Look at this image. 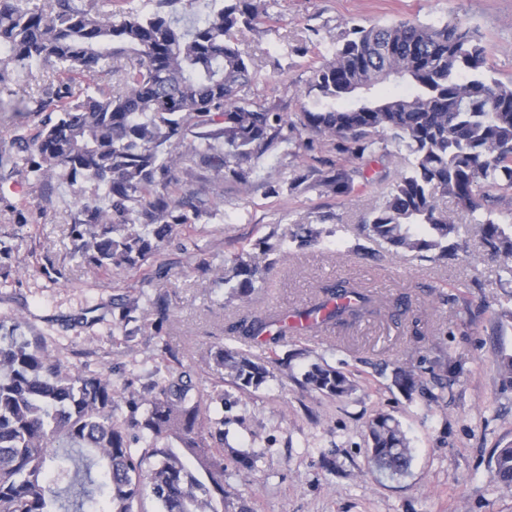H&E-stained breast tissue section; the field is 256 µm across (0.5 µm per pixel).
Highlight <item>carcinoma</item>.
<instances>
[{
  "mask_svg": "<svg viewBox=\"0 0 512 512\" xmlns=\"http://www.w3.org/2000/svg\"><path fill=\"white\" fill-rule=\"evenodd\" d=\"M112 0H0V83L9 65L41 67L58 80L56 92L33 114L49 109L39 137L19 157L38 183L57 169L71 183L82 178L105 189L110 205L79 202L71 227L83 262L108 271L138 267L158 254L173 225L186 224L190 191L174 200L169 188L187 161H202L246 187L261 160L281 149L297 156L328 142L336 164L307 168L289 179L338 197L369 183L362 163L388 156V142L413 157L399 172L385 202L360 225L366 236L423 257L455 254L457 225L437 197H452L473 214L486 211L482 240L492 259L512 274V224L491 218L498 192L512 190V84L488 75L479 35L458 23L400 20L351 23L336 36L330 59L311 71L316 100L287 114L243 94L256 67L235 37L240 27L272 20L262 0L230 4L183 28L163 11L112 16ZM120 77L121 92L97 94L95 77ZM404 87L380 94L383 83ZM197 127L198 144L180 150ZM323 230L297 225L263 253L283 252L288 241L319 242ZM224 286L250 298L270 266L249 254L229 260ZM376 309L375 300L346 280L327 281L315 303L295 315V326L320 328ZM288 317L253 313L229 330L245 342L277 344L288 336ZM215 363L241 390L259 389L268 363L214 347ZM303 383L342 398L356 390L325 362L310 364ZM395 383L431 395L428 381L399 369ZM191 378L170 372L134 403L129 418H113L112 380L80 375L52 358L41 334L0 321V512H146L145 495L160 512H224L229 493L224 466V417L219 394L192 393ZM374 467L391 476L408 470L411 448L400 422L377 413L367 425ZM491 472L512 485V442L495 450Z\"/></svg>",
  "mask_w": 512,
  "mask_h": 512,
  "instance_id": "obj_1",
  "label": "carcinoma"
}]
</instances>
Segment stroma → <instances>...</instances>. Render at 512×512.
<instances>
[{
	"mask_svg": "<svg viewBox=\"0 0 512 512\" xmlns=\"http://www.w3.org/2000/svg\"><path fill=\"white\" fill-rule=\"evenodd\" d=\"M269 12L272 28H243L237 38L259 65L248 96L282 112L308 103L310 65L330 57L352 20L462 23L481 37L492 76L512 82V0H275ZM53 89L37 67L11 68L0 86V100L13 94L27 103L23 112L0 107V241L12 248L0 261L1 321L42 332L47 350L72 371L108 375L120 420L129 416L130 393H146L159 372L187 370L199 387H220L227 480L253 512H512V485L489 470L494 449L512 441V384L499 367L501 354H512V328L492 331L495 312L512 308V283L452 197L439 205L458 222L467 248L448 265L394 251L357 229L407 167L405 146L389 144L385 163H367L372 183L346 197L289 188L293 169L309 165L306 156L270 153L243 191L190 162L180 186L203 188L198 215L175 225L167 246L141 267L105 272L74 257L70 237L79 200L104 203L103 190L60 172L40 188L13 164L42 128L32 109ZM298 224L326 235L285 255L254 248L256 239ZM244 246L271 268L248 303L229 298L223 283L226 259ZM329 280L355 283L382 301L381 310L289 334L275 346L243 344L228 333L251 312L286 315L310 306ZM160 299L168 308L163 320ZM130 306L131 337L121 321ZM216 343L271 361L267 382L243 391L223 381L209 354ZM321 361L352 374L350 397L303 387L307 366ZM398 367L444 383L428 398L407 395L393 383ZM379 412L399 420L410 440L404 476L388 477L371 464L367 423ZM243 453L255 458L254 471L238 467Z\"/></svg>",
	"mask_w": 512,
	"mask_h": 512,
	"instance_id": "35a3bbf8",
	"label": "stroma"
}]
</instances>
